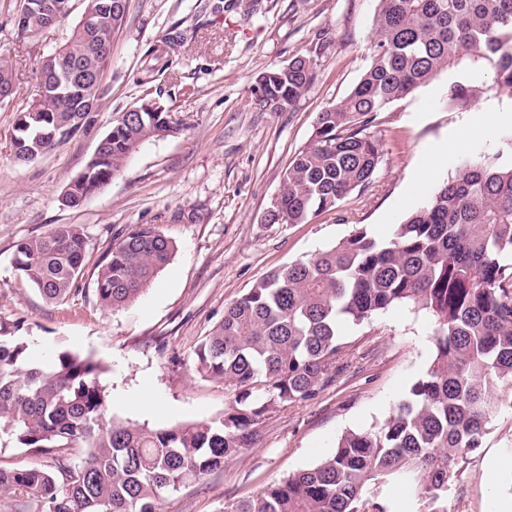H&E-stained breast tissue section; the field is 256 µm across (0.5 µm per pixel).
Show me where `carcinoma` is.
Returning a JSON list of instances; mask_svg holds the SVG:
<instances>
[{
	"label": "carcinoma",
	"mask_w": 512,
	"mask_h": 512,
	"mask_svg": "<svg viewBox=\"0 0 512 512\" xmlns=\"http://www.w3.org/2000/svg\"><path fill=\"white\" fill-rule=\"evenodd\" d=\"M127 0L95 26L75 22L54 68H40L41 122L12 139L20 163H34L91 124L82 111L99 87L74 79L125 22ZM371 62L351 91L319 113L309 144L283 175L278 206L265 224H306L366 187L381 153L370 128L377 115L443 72L448 103L481 99L489 77L512 90V0H378ZM252 87L268 112L293 107L316 79V63L297 55L288 71H266ZM125 112L102 137L101 155L83 169L89 189L117 177L159 124L163 104ZM502 150L465 161L426 204L395 225L387 243L360 228L307 260L268 273L224 309L195 352L196 371L220 379L235 397L224 416L149 428L107 417L103 368L63 351L50 366L27 345L0 336V439L42 455L55 469L0 468V498L20 492L36 512H161L164 499L249 447L278 404L314 398L343 353L339 327L360 326L396 305L432 317L426 372L382 425L350 430L315 465L243 498L224 512H388L387 488L405 486L411 512H445L450 479L481 446L512 389V129ZM88 239L60 224L16 245L17 270L49 301H63L85 267ZM174 245L137 224L112 243L95 274L97 302L119 310L169 262Z\"/></svg>",
	"instance_id": "carcinoma-1"
}]
</instances>
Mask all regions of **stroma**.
Returning <instances> with one entry per match:
<instances>
[{
	"label": "stroma",
	"mask_w": 512,
	"mask_h": 512,
	"mask_svg": "<svg viewBox=\"0 0 512 512\" xmlns=\"http://www.w3.org/2000/svg\"><path fill=\"white\" fill-rule=\"evenodd\" d=\"M130 0L112 43V63L89 130L33 164L13 158L18 111L39 95V64L63 42L85 8L72 0L71 19L20 38V0H0V54L14 64L17 95L0 110V327L39 348L40 362L70 351L101 363L111 397L151 391L157 414L111 405L114 417L151 427L223 416L231 394L194 369L195 351L224 308L268 272L336 245L355 229L389 241L394 224L421 207L468 157L496 151L499 130L487 112L512 113V93L492 88L464 109L446 105L447 75L417 88L378 114L369 129L381 158L370 183L306 224L268 226L261 218L282 177L313 132L318 112L345 97L370 63L377 0ZM196 29L159 80L137 76L162 59L173 25ZM313 58L317 77L285 112H266L251 96L255 76ZM160 97L179 126L146 141L121 174L82 205L61 203L63 191L92 157L99 139L146 95ZM59 224L81 225L89 239L83 275L61 302L44 299L17 270L15 246ZM137 224L155 225L174 246L169 263L132 303L102 308L94 271L117 237ZM344 354L312 400L268 413L253 444L224 469L168 496L162 512H224L228 502L331 453L349 430L380 426L428 367L430 317L398 305L360 326L345 325ZM487 425L480 448L452 479L457 512H512V390Z\"/></svg>",
	"instance_id": "35a3bbf8"
}]
</instances>
